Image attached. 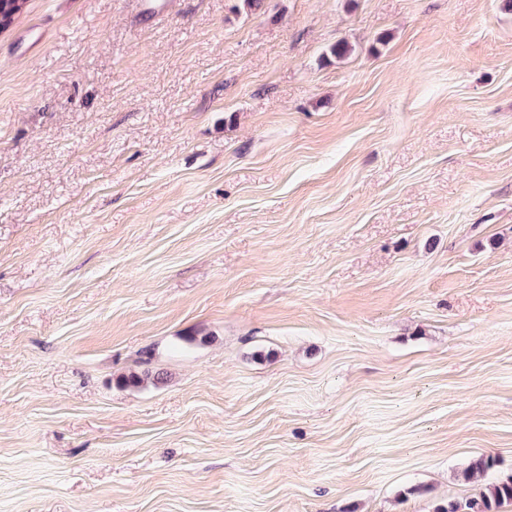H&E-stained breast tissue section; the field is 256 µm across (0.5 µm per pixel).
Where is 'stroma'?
<instances>
[{
	"label": "stroma",
	"instance_id": "obj_1",
	"mask_svg": "<svg viewBox=\"0 0 512 512\" xmlns=\"http://www.w3.org/2000/svg\"><path fill=\"white\" fill-rule=\"evenodd\" d=\"M239 2L0 32V512H434L512 474V5Z\"/></svg>",
	"mask_w": 512,
	"mask_h": 512
}]
</instances>
